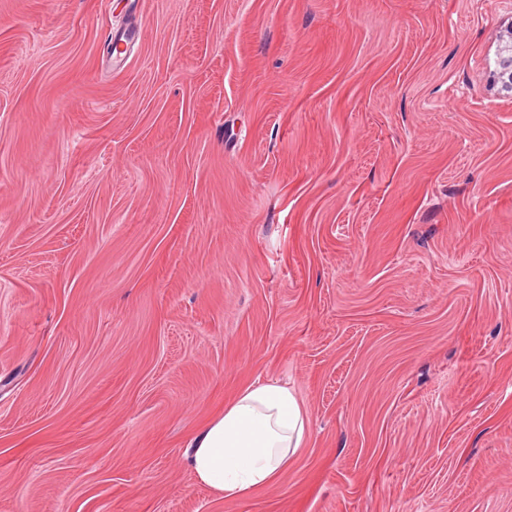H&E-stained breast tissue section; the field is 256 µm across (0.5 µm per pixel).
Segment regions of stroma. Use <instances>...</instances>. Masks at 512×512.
Returning a JSON list of instances; mask_svg holds the SVG:
<instances>
[{"mask_svg":"<svg viewBox=\"0 0 512 512\" xmlns=\"http://www.w3.org/2000/svg\"><path fill=\"white\" fill-rule=\"evenodd\" d=\"M511 21L0 0V512H512ZM268 378L309 437L225 499L187 442ZM507 42L500 48L501 68L494 73V79L501 84V88L512 92V34L509 32Z\"/></svg>","mask_w":512,"mask_h":512,"instance_id":"stroma-1","label":"stroma"}]
</instances>
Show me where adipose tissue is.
Returning <instances> with one entry per match:
<instances>
[{"label":"adipose tissue","instance_id":"adipose-tissue-1","mask_svg":"<svg viewBox=\"0 0 512 512\" xmlns=\"http://www.w3.org/2000/svg\"><path fill=\"white\" fill-rule=\"evenodd\" d=\"M308 433L309 418L294 390L260 379L198 430L187 464L197 483L227 499H246L281 479Z\"/></svg>","mask_w":512,"mask_h":512}]
</instances>
